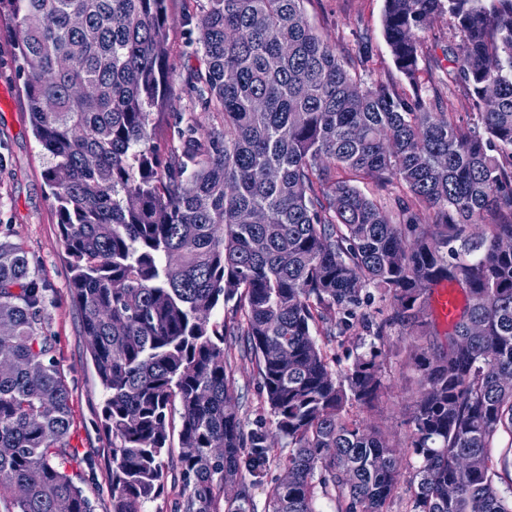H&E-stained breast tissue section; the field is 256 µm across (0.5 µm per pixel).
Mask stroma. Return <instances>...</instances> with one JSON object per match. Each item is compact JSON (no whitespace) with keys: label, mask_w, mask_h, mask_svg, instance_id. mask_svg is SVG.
<instances>
[{"label":"stroma","mask_w":512,"mask_h":512,"mask_svg":"<svg viewBox=\"0 0 512 512\" xmlns=\"http://www.w3.org/2000/svg\"><path fill=\"white\" fill-rule=\"evenodd\" d=\"M207 0H169L167 52L175 65L176 97L172 117H190L199 112L190 77L205 70L206 61L198 42L197 22ZM310 24L343 55L366 54L365 67L358 74L367 83L383 81L407 86L397 71L383 31L384 0H304ZM427 51L420 61V80L427 101L451 98L458 124L476 120V107L463 84L442 81L448 62L444 51L459 43L460 35L451 23L435 24L421 35ZM50 156L32 132L30 115L22 97V81L14 36L0 23V237L22 244L32 265L48 286L40 318L43 332L53 345L54 358L71 390L72 427L63 459L75 482L91 500L95 512H112V495L106 480L109 445L99 428L103 395L89 360L87 338L81 316L69 292L70 272L65 259L55 214V201L45 184L44 171ZM376 343L380 360L388 371L390 387L380 408L363 411L368 422L382 426L391 440L405 441L407 407L414 395L415 370L400 369L396 352L403 341L399 329L389 330L382 340L372 341L362 325H355L334 338L332 345L341 366ZM236 391L239 415L245 428L257 421L272 424L273 417L258 387L254 363L243 362L237 369Z\"/></svg>","instance_id":"1"}]
</instances>
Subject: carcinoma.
Here are the masks:
<instances>
[{
    "label": "carcinoma",
    "instance_id": "obj_1",
    "mask_svg": "<svg viewBox=\"0 0 512 512\" xmlns=\"http://www.w3.org/2000/svg\"><path fill=\"white\" fill-rule=\"evenodd\" d=\"M303 2L208 0L207 67L191 82L210 128L200 136L191 119L163 151L168 0H0V22L22 34L23 94L104 396L112 512H144L172 459L174 512H255L242 472L263 474L273 448L263 421L247 431L238 416L229 336L288 439L278 464L294 481L274 483L268 512H319L321 496L336 512H391L403 481L406 512H512L488 453L512 428V252L500 249L512 240V0H385L408 91L362 82ZM445 17L462 35L445 76L471 89V126L422 95L419 34ZM366 179L403 191L395 217L357 188ZM475 226L469 258L452 244ZM444 282L468 304L427 351ZM371 287L386 314L364 328L415 334L398 352L421 372L403 443L360 417L386 389L376 346L339 371L327 341ZM47 291L25 249L0 241V512H94L61 456L72 394L42 331Z\"/></svg>",
    "mask_w": 512,
    "mask_h": 512
}]
</instances>
